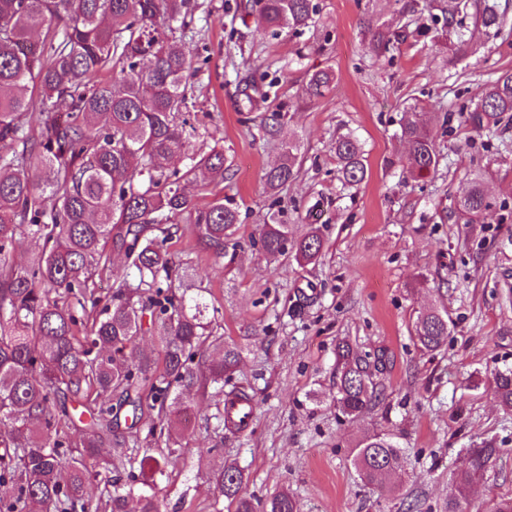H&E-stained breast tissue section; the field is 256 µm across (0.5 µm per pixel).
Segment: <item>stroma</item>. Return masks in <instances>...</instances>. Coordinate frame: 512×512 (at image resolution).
Returning <instances> with one entry per match:
<instances>
[{"label": "stroma", "instance_id": "stroma-1", "mask_svg": "<svg viewBox=\"0 0 512 512\" xmlns=\"http://www.w3.org/2000/svg\"><path fill=\"white\" fill-rule=\"evenodd\" d=\"M313 23L294 33L262 30L257 0H192L185 48L197 70L198 148L220 145L228 168L213 197L239 208L234 257L215 260L181 225L169 250L183 283L208 288L225 338L242 349L237 386L258 403L244 432L214 433L213 391L193 395L191 438L158 486L164 512H227L209 483L212 469L237 465L245 489L264 501L289 490L298 512H438L471 449L499 448L471 491V512L512 496V411L494 396L491 374L512 367V124L476 132L463 105L512 69V0L497 37L477 36L458 64L436 46L448 0H313ZM408 36L383 56L367 24ZM331 71L323 97L308 100L311 75ZM424 113L439 153L435 176L404 181L399 139L407 111ZM279 111L274 136L260 129ZM352 133L366 174L342 185L333 144ZM299 145L297 178L278 195L263 180L281 146ZM490 171L493 208L485 223L462 224L455 201L473 171ZM278 217L295 234L319 227L316 264L270 260L258 227ZM447 312L448 338L435 352L414 339L418 312ZM385 353L373 379L379 403L355 418L338 411L336 346ZM394 434L406 456L397 491L365 485L353 464L367 432Z\"/></svg>", "mask_w": 512, "mask_h": 512}]
</instances>
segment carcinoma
I'll return each instance as SVG.
<instances>
[{"mask_svg":"<svg viewBox=\"0 0 512 512\" xmlns=\"http://www.w3.org/2000/svg\"><path fill=\"white\" fill-rule=\"evenodd\" d=\"M265 28L278 35L307 27L313 0H261ZM506 10L487 0H458L444 26L448 58L473 53L475 33L497 36ZM188 0H0V512H162L155 475L172 453L142 457L134 474L132 451L148 440L180 448L189 430V393L213 386L224 396L214 432L236 425L228 405L252 397L232 383L240 350L218 332L219 309L199 288L173 285L168 243L178 224L195 225L200 250L224 257L239 211L216 199L200 208L185 191L199 192L224 176V148L190 152L197 127L180 115L193 107L195 69L175 30L189 26ZM377 54L393 45L389 29L368 26ZM331 72H315L304 89L324 95ZM461 122L475 131L512 120V70L502 72L478 100L462 107ZM413 179L438 170L435 140L424 114L408 113L401 126ZM189 165L171 167L178 154ZM334 153L345 185L365 177L361 145L336 137ZM293 142L264 173L272 190L293 181ZM489 172L470 178L455 212L482 224L492 203ZM19 235L40 251L26 265L14 260ZM267 256L319 260L317 228L295 236L276 217L261 225ZM117 251L135 269L116 280L103 299L92 274L111 271ZM158 337L156 356L138 349L139 337ZM415 341L426 352L448 338V320L435 309L419 312ZM369 355L338 345L336 396L355 416L378 399ZM499 404L512 410V368L493 376ZM229 390H224V387ZM149 409L167 423L145 420ZM499 449L472 451L453 480L441 512H469V493ZM352 462L362 482L397 486L401 450L391 433L362 436ZM129 471L126 481L119 474ZM102 477L93 493L88 484ZM209 481L231 512H297L286 490L261 504L247 495L241 469L224 465Z\"/></svg>","mask_w":512,"mask_h":512,"instance_id":"obj_1","label":"carcinoma"}]
</instances>
